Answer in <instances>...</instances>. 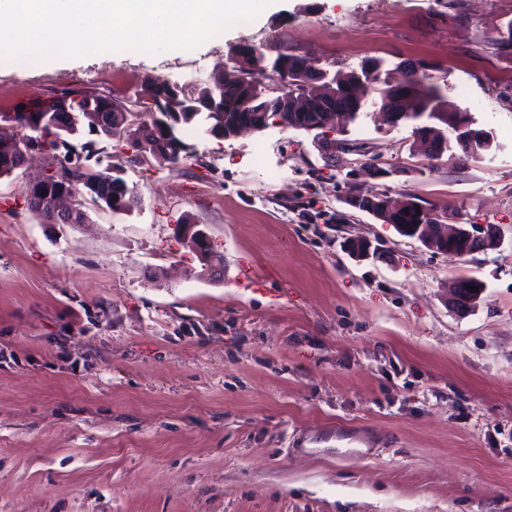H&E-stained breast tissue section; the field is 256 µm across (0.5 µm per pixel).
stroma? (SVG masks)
I'll list each match as a JSON object with an SVG mask.
<instances>
[{
    "mask_svg": "<svg viewBox=\"0 0 512 512\" xmlns=\"http://www.w3.org/2000/svg\"><path fill=\"white\" fill-rule=\"evenodd\" d=\"M512 0H274L192 50L0 63V114L82 90L135 104L147 82L208 87L239 47L396 85L427 64L490 151L420 171L413 126L335 131L399 172L351 180L312 135L220 140L184 126L158 163L97 140L128 212L48 224L37 158L0 178V512H512ZM417 195L504 246L451 258L349 209L352 187ZM344 222H337V214ZM205 227L222 274L177 227ZM378 245L358 261L355 240ZM461 276L485 284L457 313Z\"/></svg>",
    "mask_w": 512,
    "mask_h": 512,
    "instance_id": "stroma-1",
    "label": "stroma"
}]
</instances>
